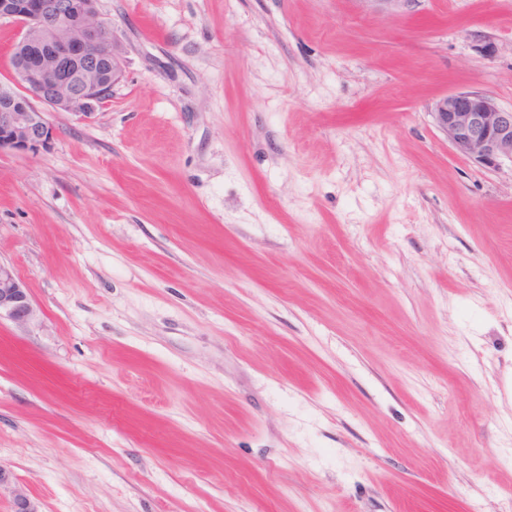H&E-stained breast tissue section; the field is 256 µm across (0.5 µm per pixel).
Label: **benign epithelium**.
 <instances>
[{
	"mask_svg": "<svg viewBox=\"0 0 512 512\" xmlns=\"http://www.w3.org/2000/svg\"><path fill=\"white\" fill-rule=\"evenodd\" d=\"M0 20L22 23L16 48L50 45L37 72L19 60L13 85L0 86V155L37 154L50 148L56 129L32 100L89 121L120 81L122 65L116 54H111L108 71L94 51L101 41H112V23L100 13L98 0H0ZM18 87L25 96L18 94ZM433 114L460 155L488 167L505 159L512 162V109L501 108L488 94H448L435 103ZM2 317L28 324L38 319V310L13 268L0 263Z\"/></svg>",
	"mask_w": 512,
	"mask_h": 512,
	"instance_id": "7a95c632",
	"label": "benign epithelium"
}]
</instances>
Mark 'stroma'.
Segmentation results:
<instances>
[{"mask_svg":"<svg viewBox=\"0 0 512 512\" xmlns=\"http://www.w3.org/2000/svg\"><path fill=\"white\" fill-rule=\"evenodd\" d=\"M123 77L0 156V468L38 512H512V0H99ZM456 151L479 164L512 162V109L486 93L460 91L440 98L432 112ZM28 324L38 319V310L25 283L9 265L0 262V319Z\"/></svg>","mask_w":512,"mask_h":512,"instance_id":"stroma-1","label":"stroma"}]
</instances>
